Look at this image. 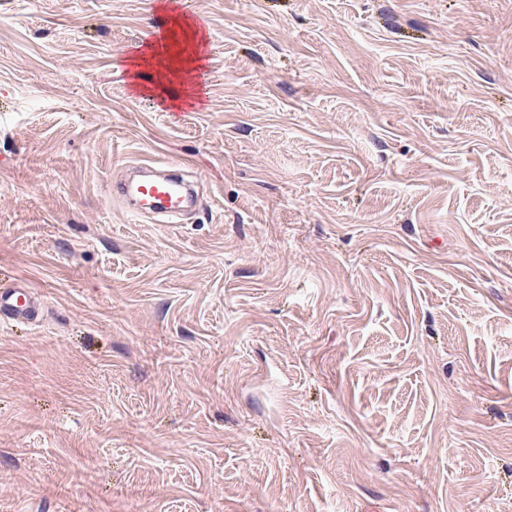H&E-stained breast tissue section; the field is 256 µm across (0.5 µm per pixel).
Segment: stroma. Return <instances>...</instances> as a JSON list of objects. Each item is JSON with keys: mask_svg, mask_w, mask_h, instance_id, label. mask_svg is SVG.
<instances>
[{"mask_svg": "<svg viewBox=\"0 0 512 512\" xmlns=\"http://www.w3.org/2000/svg\"><path fill=\"white\" fill-rule=\"evenodd\" d=\"M156 7L0 0V512H512V0H190L181 109ZM157 10L162 24L166 26L164 38L172 41L174 49L164 44L148 45V51L137 48L128 58V73L134 79L132 85L138 91H148L174 108L192 105L195 101V74L201 67L207 45L205 32L187 15L181 13L177 0H159ZM172 78L179 81L180 88L173 87ZM143 82L151 84L146 86ZM132 167L142 171L156 172L160 175H143L140 178L124 179L112 186V194L122 201L133 199L139 204L138 217H144L159 224H174L155 221L157 213L176 214L184 206L195 200V193L190 183L179 178L164 174L173 168H181L182 164L173 160L144 159L136 160ZM155 176V177H153ZM43 297L23 277L0 285V321L13 326H32L42 315Z\"/></svg>", "mask_w": 512, "mask_h": 512, "instance_id": "1", "label": "stroma"}]
</instances>
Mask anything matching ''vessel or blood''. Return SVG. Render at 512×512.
<instances>
[{
	"mask_svg": "<svg viewBox=\"0 0 512 512\" xmlns=\"http://www.w3.org/2000/svg\"><path fill=\"white\" fill-rule=\"evenodd\" d=\"M141 170L138 179H125L113 185L115 198L137 201L138 216L154 219L156 214H175L195 200L190 183L171 176L173 160L144 159L134 163ZM44 307L43 297L23 277L11 278L0 285V321L14 326H31L38 322Z\"/></svg>",
	"mask_w": 512,
	"mask_h": 512,
	"instance_id": "obj_1",
	"label": "vessel or blood"
}]
</instances>
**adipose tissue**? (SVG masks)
I'll use <instances>...</instances> for the list:
<instances>
[{"mask_svg": "<svg viewBox=\"0 0 512 512\" xmlns=\"http://www.w3.org/2000/svg\"><path fill=\"white\" fill-rule=\"evenodd\" d=\"M158 10L169 46L150 45L128 59L129 74L136 90L147 89L171 107L195 100V73L207 45L205 32L180 12L177 0H160Z\"/></svg>", "mask_w": 512, "mask_h": 512, "instance_id": "ef3b65f1", "label": "adipose tissue"}]
</instances>
